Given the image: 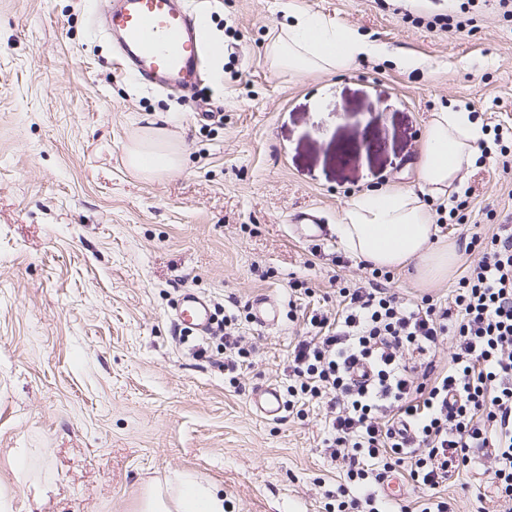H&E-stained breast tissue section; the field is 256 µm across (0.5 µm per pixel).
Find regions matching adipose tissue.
<instances>
[{
  "instance_id": "adipose-tissue-1",
  "label": "adipose tissue",
  "mask_w": 512,
  "mask_h": 512,
  "mask_svg": "<svg viewBox=\"0 0 512 512\" xmlns=\"http://www.w3.org/2000/svg\"><path fill=\"white\" fill-rule=\"evenodd\" d=\"M387 45L370 41L350 28L323 16L301 12L272 41L265 61L296 76L333 72L359 57H386ZM485 134L466 111L434 113L425 135L417 166L418 190L365 191L341 208L335 225L344 249L363 263L380 269L415 266L419 282L429 284L447 275L458 255L454 248L437 244L438 204L444 203L459 178L464 162L479 152ZM128 167L152 178L176 173L183 167L182 153L162 126L147 128L126 150ZM139 512H224V495L215 485L186 471L150 484Z\"/></svg>"
}]
</instances>
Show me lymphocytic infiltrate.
I'll return each instance as SVG.
<instances>
[{
    "label": "lymphocytic infiltrate",
    "instance_id": "lymphocytic-infiltrate-1",
    "mask_svg": "<svg viewBox=\"0 0 512 512\" xmlns=\"http://www.w3.org/2000/svg\"><path fill=\"white\" fill-rule=\"evenodd\" d=\"M479 247L447 304L344 287L335 315L306 316L288 405L326 402L325 445L365 492L336 512H380L367 486L400 469L422 492L418 512H450L438 488L480 459L512 501V234ZM448 335L456 347L438 370L426 355Z\"/></svg>",
    "mask_w": 512,
    "mask_h": 512
}]
</instances>
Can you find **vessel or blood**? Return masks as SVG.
<instances>
[{
	"mask_svg": "<svg viewBox=\"0 0 512 512\" xmlns=\"http://www.w3.org/2000/svg\"><path fill=\"white\" fill-rule=\"evenodd\" d=\"M119 70L148 84L191 87L202 80V58L213 52L203 33L200 16L182 0H113L110 14ZM180 326L201 334L210 326L209 302L197 293H182L175 309ZM257 411L279 419L284 403L276 387L263 386L253 395Z\"/></svg>",
	"mask_w": 512,
	"mask_h": 512,
	"instance_id": "1",
	"label": "vessel or blood"
}]
</instances>
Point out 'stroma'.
<instances>
[{"instance_id":"35a3bbf8","label":"stroma","mask_w":512,"mask_h":512,"mask_svg":"<svg viewBox=\"0 0 512 512\" xmlns=\"http://www.w3.org/2000/svg\"><path fill=\"white\" fill-rule=\"evenodd\" d=\"M187 3L224 46L200 90L214 121L114 69L109 0H0V486L11 512H136L172 470L216 484L232 512H327L343 476L324 445L325 403L269 420L252 402L258 387L283 393L292 381L288 355L305 329L289 285L306 282L312 307L330 312L339 288H371L337 215L358 193L417 188L433 113L471 105L485 128L512 124V17L491 2L460 31L430 25L458 0ZM294 10L427 65L273 71L266 47ZM159 116L184 165L147 180L125 147ZM462 184L473 194L449 199L441 231L459 256L452 272L421 287L397 270L385 288L450 301L476 257L472 234L503 232L512 170L488 154L464 163ZM309 215L323 236L295 232ZM187 290L237 316L252 348L241 368L176 328ZM260 298L275 324L247 318ZM438 492L454 512H512L480 465Z\"/></svg>"}]
</instances>
